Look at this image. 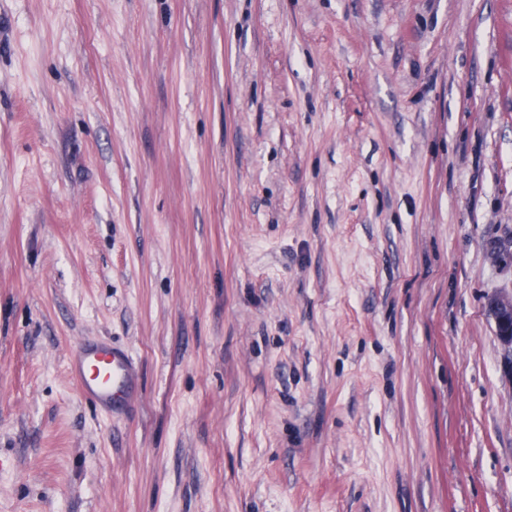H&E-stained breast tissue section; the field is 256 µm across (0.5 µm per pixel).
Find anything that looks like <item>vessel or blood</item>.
<instances>
[{
	"label": "vessel or blood",
	"instance_id": "obj_1",
	"mask_svg": "<svg viewBox=\"0 0 512 512\" xmlns=\"http://www.w3.org/2000/svg\"><path fill=\"white\" fill-rule=\"evenodd\" d=\"M68 370L81 394L108 414L123 411L138 381L129 352L99 340L80 342Z\"/></svg>",
	"mask_w": 512,
	"mask_h": 512
}]
</instances>
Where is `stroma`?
<instances>
[{
	"mask_svg": "<svg viewBox=\"0 0 512 512\" xmlns=\"http://www.w3.org/2000/svg\"><path fill=\"white\" fill-rule=\"evenodd\" d=\"M510 230L512 0H0V512H512ZM489 315L494 319L498 335L504 343L512 346V295L496 294L487 303ZM68 370L81 394L109 415L123 411L138 381L129 352L99 340L80 342Z\"/></svg>",
	"mask_w": 512,
	"mask_h": 512,
	"instance_id": "stroma-1",
	"label": "stroma"
}]
</instances>
